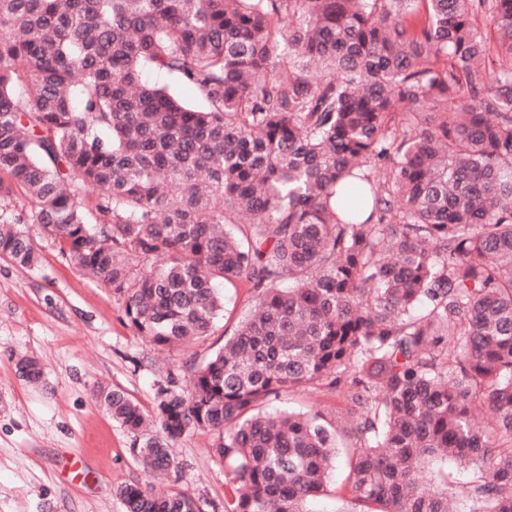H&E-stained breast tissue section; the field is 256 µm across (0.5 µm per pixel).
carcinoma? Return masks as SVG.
<instances>
[{
	"instance_id": "cac0c4a2",
	"label": "carcinoma",
	"mask_w": 512,
	"mask_h": 512,
	"mask_svg": "<svg viewBox=\"0 0 512 512\" xmlns=\"http://www.w3.org/2000/svg\"><path fill=\"white\" fill-rule=\"evenodd\" d=\"M15 194L157 346L212 335L215 285L248 287L191 388L159 389L158 432L97 391L147 471L200 429L224 512H309L342 450V498L365 512H454L429 458L472 471L468 512H512V0H0ZM0 255L39 260L1 214ZM298 388L344 412L267 410ZM142 78L144 81L150 84L168 85L172 88L174 92H176L183 99L190 101L196 105L200 103L196 93L190 87L177 81L174 77L167 73L147 69L143 71Z\"/></svg>"
}]
</instances>
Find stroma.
<instances>
[{
	"label": "stroma",
	"instance_id": "obj_1",
	"mask_svg": "<svg viewBox=\"0 0 512 512\" xmlns=\"http://www.w3.org/2000/svg\"><path fill=\"white\" fill-rule=\"evenodd\" d=\"M0 209L22 217L39 255L31 268L0 257V512H125L122 486L156 482L131 452L133 435L98 402V387L126 391L154 417L169 374L222 346L247 315V287L224 288V317L213 335L164 349L137 335L122 297L73 265L18 198L0 200ZM24 356L39 361V381L19 374ZM172 448L165 490L193 495L203 512H223L224 465L210 434L190 432Z\"/></svg>",
	"mask_w": 512,
	"mask_h": 512
}]
</instances>
